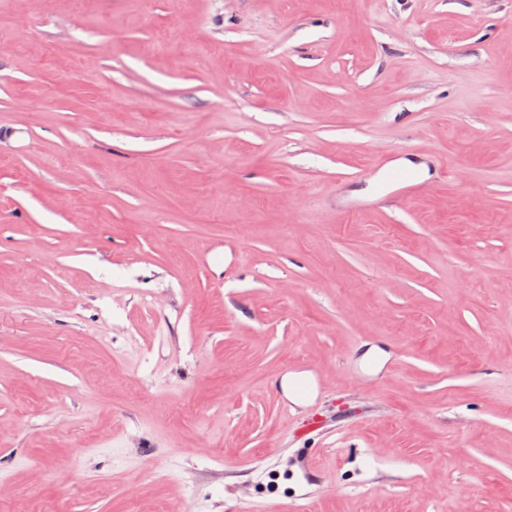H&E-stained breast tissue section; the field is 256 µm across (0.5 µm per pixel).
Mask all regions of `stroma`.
<instances>
[{"label":"stroma","instance_id":"obj_1","mask_svg":"<svg viewBox=\"0 0 512 512\" xmlns=\"http://www.w3.org/2000/svg\"><path fill=\"white\" fill-rule=\"evenodd\" d=\"M137 503L512 512V0H0V512ZM390 180L398 187L390 196L380 199V202H399L411 196L421 185L417 177L404 169H392L388 171Z\"/></svg>","mask_w":512,"mask_h":512}]
</instances>
